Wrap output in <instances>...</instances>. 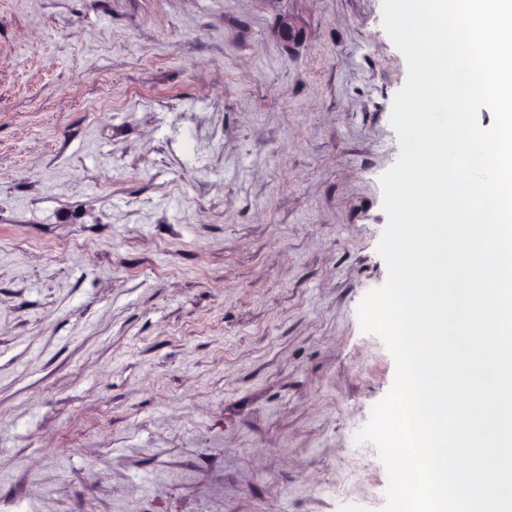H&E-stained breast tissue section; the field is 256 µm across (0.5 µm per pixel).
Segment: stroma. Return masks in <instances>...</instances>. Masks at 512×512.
<instances>
[{"label": "stroma", "mask_w": 512, "mask_h": 512, "mask_svg": "<svg viewBox=\"0 0 512 512\" xmlns=\"http://www.w3.org/2000/svg\"><path fill=\"white\" fill-rule=\"evenodd\" d=\"M406 76L382 0H0V512H380Z\"/></svg>", "instance_id": "1"}]
</instances>
